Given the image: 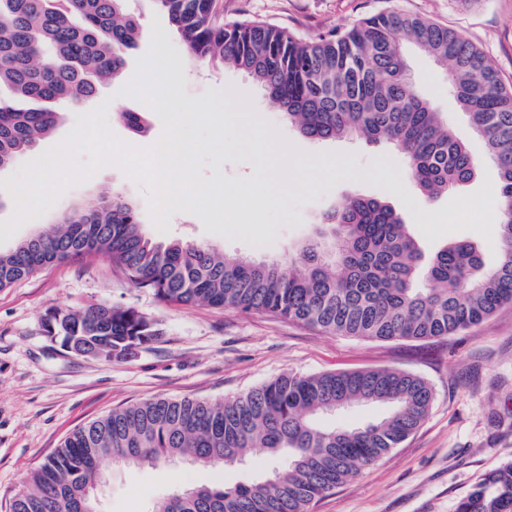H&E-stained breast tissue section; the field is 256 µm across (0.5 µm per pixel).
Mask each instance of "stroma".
I'll return each mask as SVG.
<instances>
[{
  "label": "stroma",
  "instance_id": "obj_1",
  "mask_svg": "<svg viewBox=\"0 0 512 512\" xmlns=\"http://www.w3.org/2000/svg\"><path fill=\"white\" fill-rule=\"evenodd\" d=\"M127 7L139 17L142 34L122 76L100 84L84 106H60L57 126L28 157L36 159L59 144L78 116L104 104L146 113L150 127L142 135L115 117L107 122L129 144H155L163 134L160 117L120 90L156 36L162 52L171 56L168 74L180 92L174 103L185 118L182 136L204 142L216 133L223 137L222 144L204 151L199 169L202 180L224 185L219 210L235 214V223L212 231L208 225L219 210L176 211L169 230L159 231L141 186L118 166L107 165L65 191L42 217L0 241V250H10L73 207L95 205L100 196L117 192L135 205L155 242L204 243L229 256L264 260L288 254L310 236L322 214L350 195L363 194L387 200L401 212L425 254L468 240L482 252L486 267L498 263L497 168L486 160L483 139L470 131L449 92L446 71L433 60L409 54L413 83L482 164L477 177L455 195L430 201L409 178L396 149L361 138L318 143L302 137L245 72L195 67L154 0H127ZM390 9L430 18L473 42L512 88V0H224L225 20L261 19L305 36L343 30ZM205 107L214 123L194 126L192 114ZM98 303L136 308L163 329L161 341L107 361L73 355L44 336L41 321L47 311ZM379 368L425 379L434 390L429 413L398 448L322 498L313 512H456L483 478L512 462V305L445 338L358 340L269 314L166 304L97 255L51 265L0 290V512H8L28 475L74 429L112 409L154 397L224 400L288 372ZM274 466L259 453L211 469L181 460L135 467L108 461L100 509L150 512L176 488L230 487L262 477Z\"/></svg>",
  "mask_w": 512,
  "mask_h": 512
}]
</instances>
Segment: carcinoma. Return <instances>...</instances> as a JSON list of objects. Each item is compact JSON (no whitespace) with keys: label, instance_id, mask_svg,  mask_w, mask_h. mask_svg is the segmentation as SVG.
I'll return each mask as SVG.
<instances>
[{"label":"carcinoma","instance_id":"obj_1","mask_svg":"<svg viewBox=\"0 0 512 512\" xmlns=\"http://www.w3.org/2000/svg\"><path fill=\"white\" fill-rule=\"evenodd\" d=\"M154 2L198 66L248 73L306 138L392 145L430 200L472 181L478 161L416 91L404 48L446 66L450 91L497 167L500 264L486 269L467 240L427 258L401 213L361 195L325 213L293 255L259 261L202 244L156 243L134 205L114 193L0 251V290L52 264L99 254L164 302L264 312L377 341L447 337L512 303V91L478 47L431 20L394 11L305 37L260 19L226 22L223 0ZM125 3L0 0V170L53 128L52 105H82L98 82L121 75L141 32ZM66 314L56 330L60 342L91 336L114 359L164 335L133 307L100 303ZM432 401L426 380L391 369L288 373L222 401L147 399L75 429L30 473L10 512H99L93 488L106 459L210 467L257 452L278 462L267 476L232 488L192 485L151 512H311L399 447ZM354 402L390 412L365 426L321 423V415ZM457 512H512V463L476 485Z\"/></svg>","mask_w":512,"mask_h":512}]
</instances>
